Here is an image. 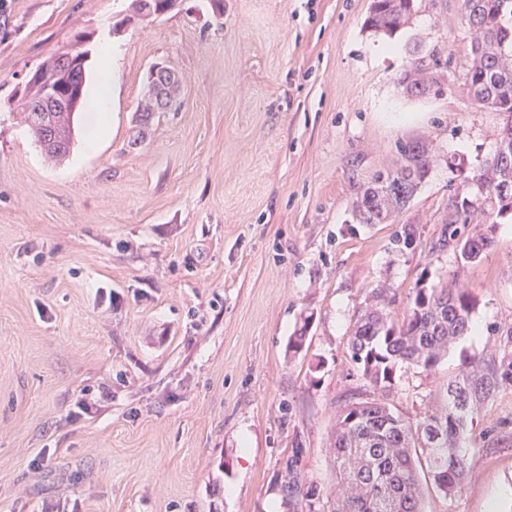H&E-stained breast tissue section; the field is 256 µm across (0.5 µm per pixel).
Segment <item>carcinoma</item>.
Returning a JSON list of instances; mask_svg holds the SVG:
<instances>
[{
  "instance_id": "carcinoma-1",
  "label": "carcinoma",
  "mask_w": 512,
  "mask_h": 512,
  "mask_svg": "<svg viewBox=\"0 0 512 512\" xmlns=\"http://www.w3.org/2000/svg\"><path fill=\"white\" fill-rule=\"evenodd\" d=\"M416 0H371L365 27L391 36L407 25ZM462 19L469 26L471 64L465 75L473 104L503 113L506 124L492 156L472 177L478 196L448 198V238L455 241L456 260L478 262L494 244V217L512 214V0H461ZM88 54L74 61L68 83L85 86ZM448 62L434 51L413 58L398 83L405 94L425 97L443 93ZM24 90L37 100L50 84L60 82L54 68L43 61ZM24 122L44 152L65 156L71 146L70 112L23 114ZM436 157L432 146L418 141L399 148V158L379 174L354 205L359 224H383L397 217L425 179ZM495 204L496 216L463 236L458 225L470 223L479 199ZM396 289L383 283L365 289L355 312L348 351L365 383V398L349 400L340 409L333 449L339 489L332 512H425L422 481L453 497L462 489L469 470L463 452L474 415L512 389V326L497 330L495 348L473 356L468 368L449 378L447 403L412 420L395 411L390 395L397 369L413 366L433 372L457 341L467 335L477 301L463 287L422 282L410 296L403 318L394 322L389 308ZM311 316L288 338V353L299 354L309 338Z\"/></svg>"
}]
</instances>
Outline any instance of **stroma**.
<instances>
[{
	"label": "stroma",
	"mask_w": 512,
	"mask_h": 512,
	"mask_svg": "<svg viewBox=\"0 0 512 512\" xmlns=\"http://www.w3.org/2000/svg\"><path fill=\"white\" fill-rule=\"evenodd\" d=\"M130 3L0 0V512H297L289 459L331 512L336 410L362 392L348 343L364 289L396 288L395 321L423 280L478 300V335L435 371L398 370L393 404L413 418L512 325V218L474 264L444 240L449 196L504 126L467 96L460 0H417L390 38L364 29L371 0H176L113 33ZM418 40L450 62L442 95L398 85ZM107 41L109 120L97 130L84 105L54 162L18 113L25 82L82 48L94 86ZM155 63L181 84L144 125ZM420 140L440 159L397 221L353 225L356 198ZM404 224L416 245L401 251ZM466 451L462 491L426 490V512H512V389Z\"/></svg>",
	"instance_id": "stroma-1"
}]
</instances>
